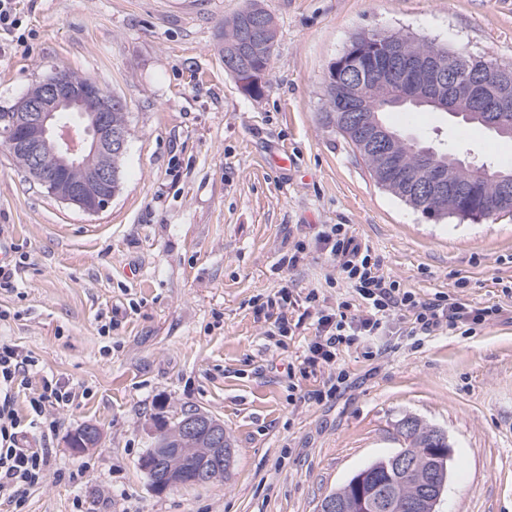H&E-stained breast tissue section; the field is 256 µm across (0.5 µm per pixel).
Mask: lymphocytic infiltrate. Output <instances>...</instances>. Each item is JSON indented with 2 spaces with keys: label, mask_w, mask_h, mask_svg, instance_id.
<instances>
[{
  "label": "lymphocytic infiltrate",
  "mask_w": 512,
  "mask_h": 512,
  "mask_svg": "<svg viewBox=\"0 0 512 512\" xmlns=\"http://www.w3.org/2000/svg\"><path fill=\"white\" fill-rule=\"evenodd\" d=\"M320 239L324 250L346 287L360 302L353 312L321 309L314 320V337L308 344L298 372L308 376L327 371L330 391L345 382L336 362L343 349L358 346L364 356L380 355L378 341L384 336L399 339L429 337L459 328L475 330L498 316L493 306H480L455 299L423 300L384 275L346 224L323 225ZM35 365L31 355L10 344L0 345V500L21 504L29 488L42 484L50 455L47 448L29 447L22 419L15 407L17 388L28 386Z\"/></svg>",
  "instance_id": "f902f5d3"
}]
</instances>
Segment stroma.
<instances>
[{"label":"stroma","instance_id":"35a3bbf8","mask_svg":"<svg viewBox=\"0 0 512 512\" xmlns=\"http://www.w3.org/2000/svg\"><path fill=\"white\" fill-rule=\"evenodd\" d=\"M277 28L270 81L245 96L215 35L245 0H20L0 31V112L61 70L124 102L128 148L119 189L89 215L59 202L0 148V245L13 285L0 288V338L75 394L48 408L45 481L22 512H318L322 498L396 451L412 414L453 449L438 512H512V214L435 221L383 189L326 124L325 77L364 32L409 33L512 67V0H262ZM403 133L456 145L436 112H390ZM469 160L512 167V141L483 128ZM288 153L291 167L273 157ZM350 225L383 272L419 298L500 307L463 335L366 360L341 353L345 390L311 400L325 373L288 375L310 324L268 337L270 299L289 290L297 319L318 289L328 308L355 302L316 241ZM305 258L289 268L296 242ZM466 287H458L459 278ZM200 409L234 449L223 478L158 494L139 466L161 422ZM96 425L99 447L66 439Z\"/></svg>","mask_w":512,"mask_h":512}]
</instances>
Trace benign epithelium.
<instances>
[{"instance_id": "7a95c632", "label": "benign epithelium", "mask_w": 512, "mask_h": 512, "mask_svg": "<svg viewBox=\"0 0 512 512\" xmlns=\"http://www.w3.org/2000/svg\"><path fill=\"white\" fill-rule=\"evenodd\" d=\"M488 72V65L475 58H458L456 70L449 71L437 56L423 54L405 40L371 32L356 39L330 65L326 85L336 111L342 114L340 132L356 134L386 168L398 171L401 161L392 147L393 132L377 117L365 120L364 113L383 110L366 84L395 89L389 107L426 103L443 110L450 106L454 111L448 116L459 119L467 114L468 105L483 100L503 119L512 113L509 72L495 71L493 77H484ZM238 76L241 89L256 91L259 80L249 64L238 67ZM119 109L112 93L97 82L75 83L57 75L20 98L9 127L0 131V142L26 155L29 176L49 196L95 215L108 206L119 188L112 157L122 155L128 144L127 129L112 123V113ZM385 185L405 198L409 193L404 186L414 188L416 197L431 204L429 216L436 220L458 216L481 221L494 217L500 208L490 202L481 210L472 209L470 187L457 184L435 164L407 171L402 180ZM172 439L175 447L156 444L140 462L156 493L190 481H212L233 454L221 424L198 409L178 417ZM186 459L194 463L190 470L183 467Z\"/></svg>"}]
</instances>
